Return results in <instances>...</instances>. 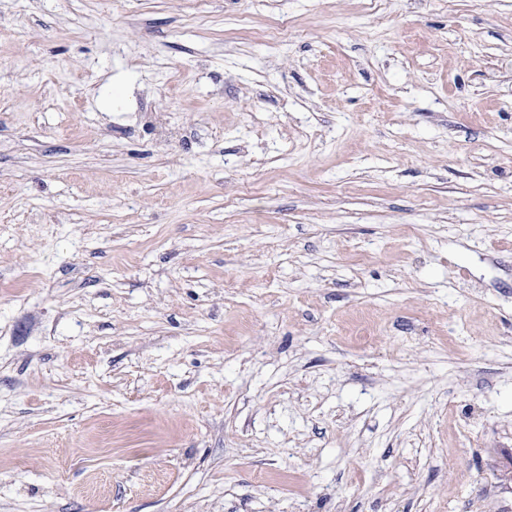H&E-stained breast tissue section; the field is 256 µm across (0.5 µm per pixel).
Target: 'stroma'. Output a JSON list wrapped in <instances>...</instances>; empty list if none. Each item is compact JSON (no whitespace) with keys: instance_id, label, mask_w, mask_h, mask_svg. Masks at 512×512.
Returning <instances> with one entry per match:
<instances>
[{"instance_id":"35a3bbf8","label":"stroma","mask_w":512,"mask_h":512,"mask_svg":"<svg viewBox=\"0 0 512 512\" xmlns=\"http://www.w3.org/2000/svg\"><path fill=\"white\" fill-rule=\"evenodd\" d=\"M511 461L512 0H0V512H512Z\"/></svg>"}]
</instances>
